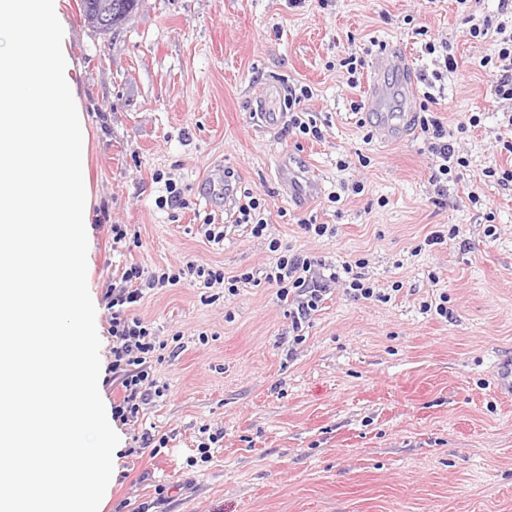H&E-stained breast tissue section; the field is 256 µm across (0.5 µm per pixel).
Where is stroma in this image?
Listing matches in <instances>:
<instances>
[{"mask_svg":"<svg viewBox=\"0 0 512 512\" xmlns=\"http://www.w3.org/2000/svg\"><path fill=\"white\" fill-rule=\"evenodd\" d=\"M80 4L67 0L64 25L88 126L87 284L105 406L120 391L108 382L104 296L125 266H269L266 238L225 213V185L262 194L266 237L336 266L364 259L378 292L355 301L331 289L297 344L293 302L269 285L211 304L186 281L151 290L134 313L168 350L153 367L165 392L114 423L117 473L101 512H512V394L496 376L512 358V192L484 174L512 166L499 146L512 139V103L496 102L483 63L492 38L466 24L497 17L498 0H141L116 34L94 31ZM431 40L451 45L456 72L427 53ZM374 45L404 50L415 98L397 67L373 72ZM352 55L365 60L354 86L341 64ZM374 80L385 112H418L429 95L455 133L469 165L444 208L431 202L418 127L379 135L365 109ZM300 85L321 140L253 112L261 99L282 111L274 89ZM466 112L481 123L461 133ZM168 179L185 207H157ZM357 181L355 195L346 186ZM208 216L223 242L207 241ZM310 216L335 237L303 234L297 222ZM453 225L456 240L424 245ZM443 292L448 320L424 308ZM147 432L166 448L133 450Z\"/></svg>","mask_w":512,"mask_h":512,"instance_id":"35a3bbf8","label":"stroma"}]
</instances>
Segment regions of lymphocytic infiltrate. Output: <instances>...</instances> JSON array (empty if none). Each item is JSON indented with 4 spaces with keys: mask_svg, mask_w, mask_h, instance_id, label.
I'll list each match as a JSON object with an SVG mask.
<instances>
[{
    "mask_svg": "<svg viewBox=\"0 0 512 512\" xmlns=\"http://www.w3.org/2000/svg\"><path fill=\"white\" fill-rule=\"evenodd\" d=\"M496 32L497 57L502 62L495 74L494 95L499 100H512V34L506 23H493L491 18L473 20L469 27L471 37H485ZM420 132L428 153L432 157L429 181L434 187L432 202L435 206L447 204L448 181L457 179L460 168L467 160L456 150L449 138L448 128L437 112L427 109L418 118ZM268 249L275 255L273 264L266 270L264 281L278 288L282 295H293L296 309L291 313L293 331H300L303 322L317 311L320 302L330 288L340 286L355 300L374 297L373 287L366 283L362 273L354 271L351 263H343L340 269H327L321 260L311 258L283 246L279 239H271ZM200 282L206 288H224L236 293L238 288L254 283L249 271L226 274L222 267H205L194 263L171 270L162 268L145 273L139 265L126 267L122 273L121 287L112 289L107 296L112 336V361L109 371L121 386L123 397L112 408L120 420L136 417L142 405L148 404L155 395L157 382L152 362L158 349L152 327L134 316L133 307L140 303L146 290L175 286L185 279Z\"/></svg>",
    "mask_w": 512,
    "mask_h": 512,
    "instance_id": "f902f5d3",
    "label": "lymphocytic infiltrate"
}]
</instances>
